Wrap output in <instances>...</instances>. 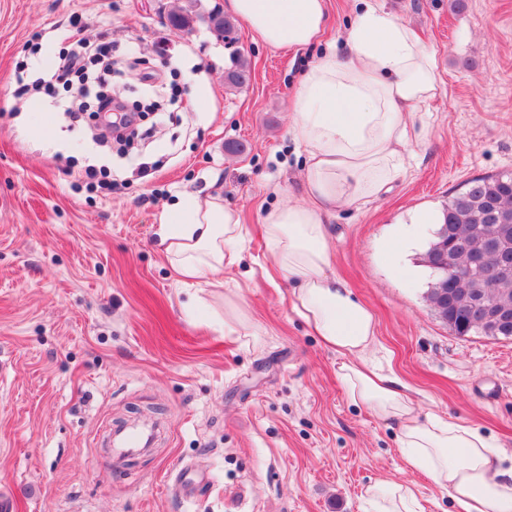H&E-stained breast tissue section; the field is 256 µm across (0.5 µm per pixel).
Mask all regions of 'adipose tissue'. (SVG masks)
Listing matches in <instances>:
<instances>
[{"instance_id": "1", "label": "adipose tissue", "mask_w": 512, "mask_h": 512, "mask_svg": "<svg viewBox=\"0 0 512 512\" xmlns=\"http://www.w3.org/2000/svg\"><path fill=\"white\" fill-rule=\"evenodd\" d=\"M227 9L267 45L302 49L325 28L327 0H228ZM437 56L406 22L372 0H357L342 47H329L305 69L291 100L288 133L302 148L304 194L262 217L276 267L295 287L297 315L340 359L349 404L398 424L407 464L448 494L449 512H512V466L477 429L420 417L399 380L371 369L372 313L330 274L325 216L379 198L405 171L414 115L441 94ZM161 233L172 269L185 281L219 276L240 252L241 221L221 197H180ZM365 512H422L409 486H367Z\"/></svg>"}]
</instances>
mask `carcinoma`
<instances>
[{
    "instance_id": "cac0c4a2",
    "label": "carcinoma",
    "mask_w": 512,
    "mask_h": 512,
    "mask_svg": "<svg viewBox=\"0 0 512 512\" xmlns=\"http://www.w3.org/2000/svg\"><path fill=\"white\" fill-rule=\"evenodd\" d=\"M198 0H188L187 6L168 16L169 25L191 32L196 23H203L224 45L235 43L236 21L223 11L195 10ZM231 65L224 70V83L229 88H240L249 83L251 69L240 51L230 54ZM441 213L443 221L435 225L432 240L423 254L422 263L430 272L426 298L439 319L457 336L481 332L482 309L477 298L488 294L512 307V281L501 288L495 278L473 280L459 287L453 296L442 287L435 274L437 245L448 241V250L457 255L462 265L471 256L481 259L479 268L490 273L503 265L512 267V252H497L487 248L486 239L473 232L476 224H512V173H499L474 177L448 197Z\"/></svg>"
}]
</instances>
